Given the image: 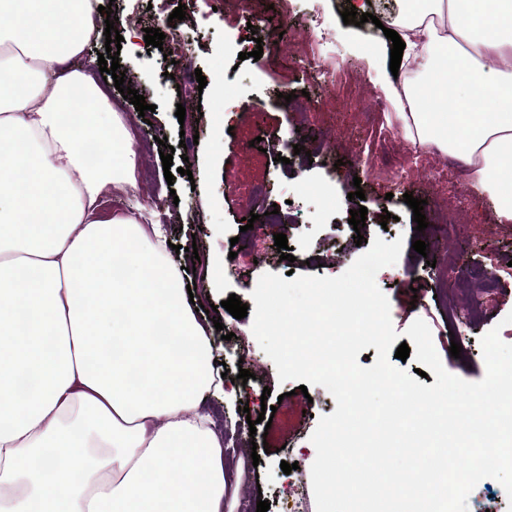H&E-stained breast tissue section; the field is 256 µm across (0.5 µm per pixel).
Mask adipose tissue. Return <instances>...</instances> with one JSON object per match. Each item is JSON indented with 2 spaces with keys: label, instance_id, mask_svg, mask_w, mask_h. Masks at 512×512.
<instances>
[{
  "label": "adipose tissue",
  "instance_id": "ef3b65f1",
  "mask_svg": "<svg viewBox=\"0 0 512 512\" xmlns=\"http://www.w3.org/2000/svg\"><path fill=\"white\" fill-rule=\"evenodd\" d=\"M98 2L0 0V86L22 88L0 98V512H224V444L200 410L222 389L206 329L160 225L101 211L104 185L138 187L122 114L69 66ZM404 3L403 64L443 99L456 58L465 93L428 112L389 79L401 132L464 161L512 219V0H470L466 23L454 0Z\"/></svg>",
  "mask_w": 512,
  "mask_h": 512
}]
</instances>
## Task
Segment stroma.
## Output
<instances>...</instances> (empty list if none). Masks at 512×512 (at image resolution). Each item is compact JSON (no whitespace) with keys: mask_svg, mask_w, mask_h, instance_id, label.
I'll list each match as a JSON object with an SVG mask.
<instances>
[{"mask_svg":"<svg viewBox=\"0 0 512 512\" xmlns=\"http://www.w3.org/2000/svg\"><path fill=\"white\" fill-rule=\"evenodd\" d=\"M282 0H229L225 9L214 11L213 0H114L123 37L120 70L132 89L144 95L153 110L139 115L130 100L103 78L98 53L104 39L72 61L73 68L102 89L122 113L126 129L138 151L136 195L113 187L103 193L105 213L125 214L144 207L155 221L165 224L171 244L180 248L174 257L181 268L182 284L190 286L202 310L204 324L214 347L215 373L237 376L239 362L234 349L222 340V332L236 339L253 341L251 317L235 319L221 303L229 295L252 304V292L265 273L336 277L363 253L356 245H344L343 223L351 210L367 208V240H402L394 265L382 268L375 280L390 303L397 332H405L418 319L432 334L434 347L445 370L463 380L483 379L486 365L480 340L512 312V279L495 288L492 295L463 290L449 295L441 288L439 272L450 254H459L470 265L493 269L497 255L512 249V225L498 216L493 200L474 188L468 169L445 161L443 153L420 150L421 163L400 184L374 178L366 164L368 155L385 148L396 159L404 140L388 116L394 107L384 84L390 74V56L383 52V32L372 22L344 24L341 14L346 0H300L294 14H285ZM191 13L194 26L185 44L191 72L168 78L171 66L159 48H146V29L156 28L166 36L175 30L168 17L176 7ZM323 17L340 52L338 61L360 84L357 94L345 85L328 86L323 77L304 63L320 37L312 15ZM255 29L262 39L260 59L241 57L237 37ZM205 76L199 86L197 76ZM292 93L290 103L278 102L281 92ZM383 103L377 123L367 124L362 114ZM185 107V119L176 110ZM175 149L174 167L190 164L191 177L176 176L166 182L160 159L159 139ZM259 147H252V140ZM304 144L306 151L295 154ZM271 187L269 200L257 198L256 187ZM362 188L364 200L351 199ZM424 200L423 212L430 223L416 231L413 211L404 194ZM454 201L464 221L453 236H445L434 224L438 199ZM276 201L280 223H270L269 201ZM391 220H382V213ZM256 214L253 230L241 231L243 217ZM286 234L290 260H280L273 236ZM427 245L425 253L412 248L413 241ZM240 244L238 261L227 267L224 256ZM216 306L225 326L216 331L208 306ZM457 310V325L449 327L448 310ZM465 336L471 346L467 358L449 352L451 336ZM251 380L245 399L216 394L202 409L224 438V512H238L242 497L262 498L269 512H316L311 484V466L316 450L310 441L321 416L336 409L333 396L322 386L300 393L295 381L280 382L273 361L257 351L250 365ZM248 412H239L240 402ZM275 407L271 425L249 427L262 406ZM267 443V452L252 459V446ZM297 463L293 475L283 473L281 462Z\"/></svg>","mask_w":512,"mask_h":512,"instance_id":"35a3bbf8","label":"stroma"}]
</instances>
